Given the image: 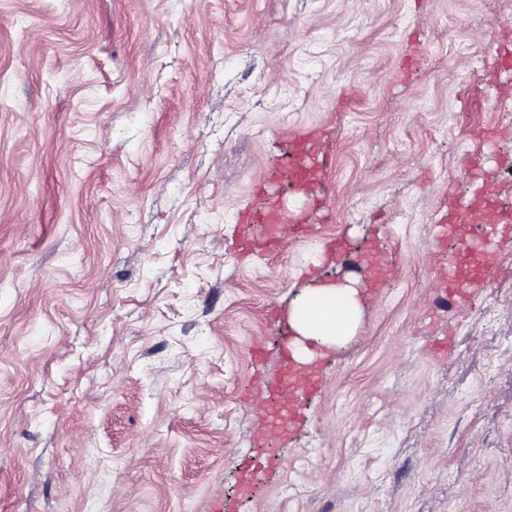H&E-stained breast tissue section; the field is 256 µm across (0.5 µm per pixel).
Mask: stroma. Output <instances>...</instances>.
<instances>
[{"label": "stroma", "mask_w": 512, "mask_h": 512, "mask_svg": "<svg viewBox=\"0 0 512 512\" xmlns=\"http://www.w3.org/2000/svg\"><path fill=\"white\" fill-rule=\"evenodd\" d=\"M510 60L512 0H0V512H512ZM262 185L313 223L248 251ZM355 252L259 465L279 324Z\"/></svg>", "instance_id": "1"}]
</instances>
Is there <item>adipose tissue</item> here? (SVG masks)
Here are the masks:
<instances>
[{
  "mask_svg": "<svg viewBox=\"0 0 512 512\" xmlns=\"http://www.w3.org/2000/svg\"><path fill=\"white\" fill-rule=\"evenodd\" d=\"M361 314L356 288L338 284H316L308 288L302 300L288 313V322L296 337L292 343L295 359L310 363L308 342L331 347L350 336Z\"/></svg>",
  "mask_w": 512,
  "mask_h": 512,
  "instance_id": "adipose-tissue-1",
  "label": "adipose tissue"
}]
</instances>
